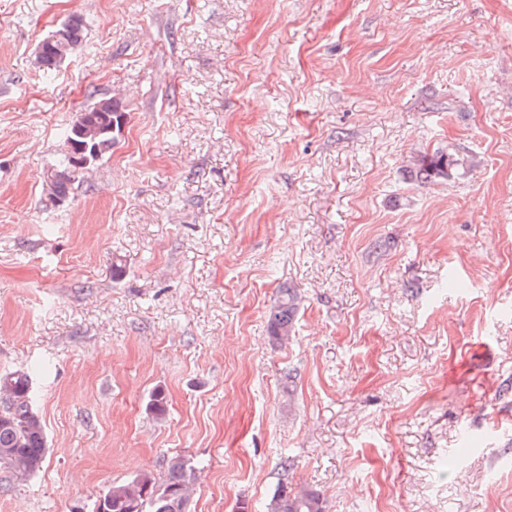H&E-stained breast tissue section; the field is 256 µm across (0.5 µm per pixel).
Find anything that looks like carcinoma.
Here are the masks:
<instances>
[{"label": "carcinoma", "instance_id": "1", "mask_svg": "<svg viewBox=\"0 0 512 512\" xmlns=\"http://www.w3.org/2000/svg\"><path fill=\"white\" fill-rule=\"evenodd\" d=\"M84 20L66 27L60 42L46 36L43 52L35 57L37 67L48 76L60 66L59 57L72 55L84 39ZM126 113L120 103L103 98L82 111L65 131V142L76 151L84 152L96 161L117 143V135L125 122ZM462 165L451 153L438 152L422 157L409 170V178L418 184L450 178ZM77 170L71 154L65 155V167L53 181L56 198H65L75 180ZM302 303L298 289H279L267 311V327L273 343L286 346L295 333L297 316ZM45 426L33 407L32 371L17 369L0 376V467L16 477L35 474L46 455ZM199 479L197 468L180 456L171 458L162 480L148 473L114 483L96 498L92 512H188L194 486ZM266 512H324L323 495L305 485H281L266 504Z\"/></svg>", "mask_w": 512, "mask_h": 512}]
</instances>
